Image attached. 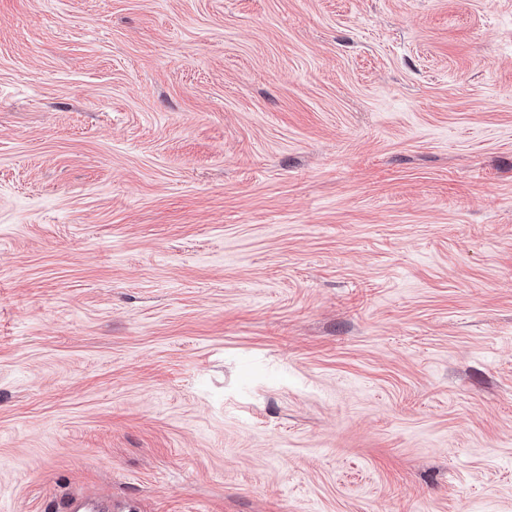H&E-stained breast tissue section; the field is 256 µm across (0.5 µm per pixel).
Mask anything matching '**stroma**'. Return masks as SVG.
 Listing matches in <instances>:
<instances>
[{
  "label": "stroma",
  "mask_w": 512,
  "mask_h": 512,
  "mask_svg": "<svg viewBox=\"0 0 512 512\" xmlns=\"http://www.w3.org/2000/svg\"><path fill=\"white\" fill-rule=\"evenodd\" d=\"M512 512V0H0V512ZM64 510L67 512H112V500L74 497L66 503Z\"/></svg>",
  "instance_id": "35a3bbf8"
}]
</instances>
